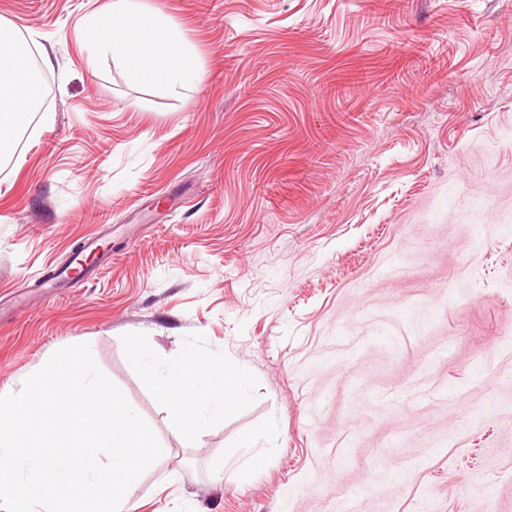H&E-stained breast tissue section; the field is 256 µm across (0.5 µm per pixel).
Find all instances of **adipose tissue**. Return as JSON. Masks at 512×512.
Wrapping results in <instances>:
<instances>
[{"instance_id":"ef3b65f1","label":"adipose tissue","mask_w":512,"mask_h":512,"mask_svg":"<svg viewBox=\"0 0 512 512\" xmlns=\"http://www.w3.org/2000/svg\"><path fill=\"white\" fill-rule=\"evenodd\" d=\"M110 14L113 24L90 21L97 54L133 80L170 93L198 80L197 62L171 20L139 8L134 0H112ZM47 68L34 59L27 39L0 25V161L14 156L19 133L44 96ZM129 353L166 407L169 426L188 445L198 444L215 423L238 409L251 389L249 373L220 355L188 349L181 358H164L137 338Z\"/></svg>"}]
</instances>
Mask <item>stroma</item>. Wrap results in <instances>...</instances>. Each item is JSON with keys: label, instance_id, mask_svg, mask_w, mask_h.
Segmentation results:
<instances>
[{"label": "stroma", "instance_id": "obj_1", "mask_svg": "<svg viewBox=\"0 0 512 512\" xmlns=\"http://www.w3.org/2000/svg\"><path fill=\"white\" fill-rule=\"evenodd\" d=\"M108 2L0 0L51 62L0 165V392L91 340L167 450L133 512H334L351 488L360 512H512V0H402L383 23L382 0H138L196 57L175 94L92 56ZM340 74L363 78L349 112ZM132 336L248 368L247 400L183 445ZM272 419L238 485V435Z\"/></svg>", "mask_w": 512, "mask_h": 512}]
</instances>
